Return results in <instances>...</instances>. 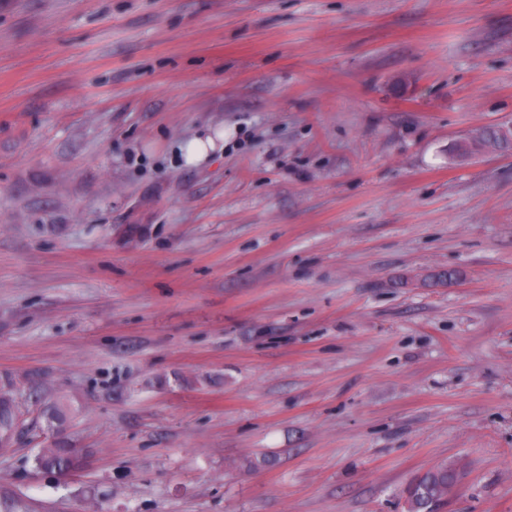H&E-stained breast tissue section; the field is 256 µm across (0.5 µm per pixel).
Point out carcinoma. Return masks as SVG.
<instances>
[{"label": "carcinoma", "instance_id": "cac0c4a2", "mask_svg": "<svg viewBox=\"0 0 512 512\" xmlns=\"http://www.w3.org/2000/svg\"><path fill=\"white\" fill-rule=\"evenodd\" d=\"M71 412V406L62 400H44L39 407L42 425L37 426L30 419L23 392L10 378H1L0 455L11 451L18 437L26 431L35 437H44L42 448L32 459L36 471L67 476L78 470L84 456L67 434ZM456 480V471L446 465L428 471L409 489L408 512H433V507L448 497ZM0 512H33V509L15 490L0 485Z\"/></svg>", "mask_w": 512, "mask_h": 512}]
</instances>
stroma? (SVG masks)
Instances as JSON below:
<instances>
[{"mask_svg":"<svg viewBox=\"0 0 512 512\" xmlns=\"http://www.w3.org/2000/svg\"><path fill=\"white\" fill-rule=\"evenodd\" d=\"M512 0H0V377L38 512H512ZM231 131L195 166L179 147ZM23 392L13 380L1 377L0 455L11 451L18 437L26 431L32 433L33 437L44 435L43 446L32 459L36 471L67 476L78 470L84 456L82 448H76L67 434L71 406L62 400L42 401L38 416L43 425L36 426L34 419L29 417L30 409L23 400ZM457 473L448 465H439L412 483L408 492V512H432L448 497Z\"/></svg>","mask_w":512,"mask_h":512,"instance_id":"stroma-1","label":"stroma"}]
</instances>
